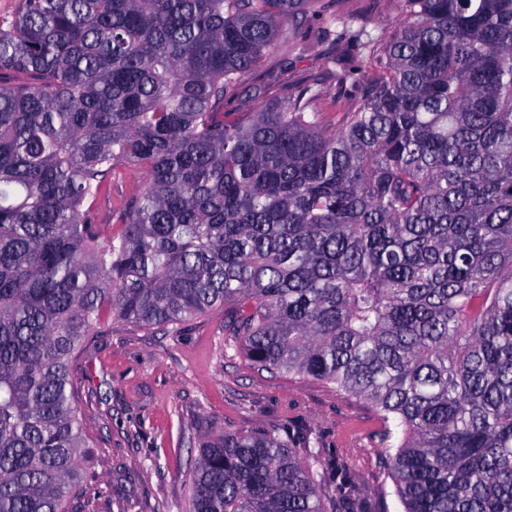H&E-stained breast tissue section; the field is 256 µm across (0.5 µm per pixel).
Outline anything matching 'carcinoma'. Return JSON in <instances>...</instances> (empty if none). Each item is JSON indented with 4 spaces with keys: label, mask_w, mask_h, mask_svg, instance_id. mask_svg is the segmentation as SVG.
<instances>
[{
    "label": "carcinoma",
    "mask_w": 512,
    "mask_h": 512,
    "mask_svg": "<svg viewBox=\"0 0 512 512\" xmlns=\"http://www.w3.org/2000/svg\"><path fill=\"white\" fill-rule=\"evenodd\" d=\"M335 0H18L0 16V512H71V375L113 319L224 308L259 369L369 402L402 512H512V0H401L326 121L224 98ZM21 77L22 85L12 83ZM147 175L107 234L95 201ZM320 449L204 438L189 512H341Z\"/></svg>",
    "instance_id": "obj_1"
}]
</instances>
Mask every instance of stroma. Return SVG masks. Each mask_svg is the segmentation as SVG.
<instances>
[{
  "mask_svg": "<svg viewBox=\"0 0 512 512\" xmlns=\"http://www.w3.org/2000/svg\"><path fill=\"white\" fill-rule=\"evenodd\" d=\"M334 10L342 41L316 43L322 21L314 15L287 24L225 99V111L264 105L309 76L320 79L327 99H346L334 71L357 66L354 33L390 35L400 2L337 0ZM259 86L264 94H256ZM142 182L138 173L113 178L110 194L95 203L100 223H114ZM73 368L81 390L94 393L82 426L95 444L91 469L102 490L76 512H188L199 442L225 430L276 431L299 454L316 443L328 482L344 469L359 512H401L380 454L377 411L321 381L254 367L225 346L223 309L178 331L109 322L78 351Z\"/></svg>",
  "mask_w": 512,
  "mask_h": 512,
  "instance_id": "stroma-1",
  "label": "stroma"
}]
</instances>
